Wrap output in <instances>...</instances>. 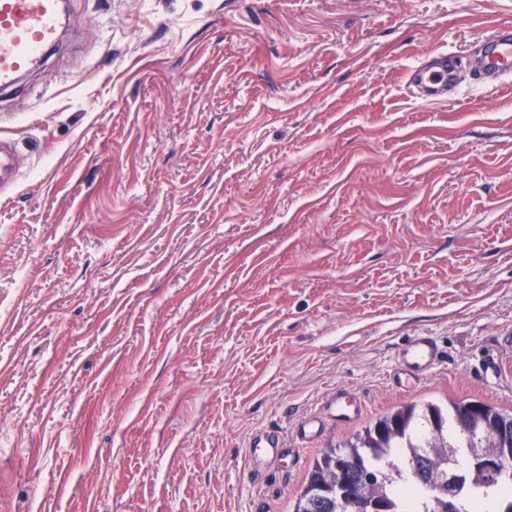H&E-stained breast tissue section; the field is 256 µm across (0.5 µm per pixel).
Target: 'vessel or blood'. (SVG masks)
I'll list each match as a JSON object with an SVG mask.
<instances>
[{"label":"vessel or blood","instance_id":"obj_1","mask_svg":"<svg viewBox=\"0 0 512 512\" xmlns=\"http://www.w3.org/2000/svg\"><path fill=\"white\" fill-rule=\"evenodd\" d=\"M64 24L62 0H0V92H16L24 77L39 69L59 41ZM461 56L434 49L407 72L417 98L435 101L459 87ZM478 83L493 87L512 79V24L501 23L478 42L475 59ZM19 174V155L9 139L0 137V188ZM435 337L419 334L398 350V376L405 390L424 379L441 361Z\"/></svg>","mask_w":512,"mask_h":512}]
</instances>
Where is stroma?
<instances>
[{"label": "stroma", "instance_id": "35a3bbf8", "mask_svg": "<svg viewBox=\"0 0 512 512\" xmlns=\"http://www.w3.org/2000/svg\"><path fill=\"white\" fill-rule=\"evenodd\" d=\"M499 22L512 0H72L0 99V512H291L403 404L512 410V83L406 78ZM419 332L444 359L404 393ZM462 62L455 53L433 49L407 71L409 87L421 100L445 99L459 87L458 68ZM19 174V155L9 139L0 137V188L13 184Z\"/></svg>", "mask_w": 512, "mask_h": 512}]
</instances>
